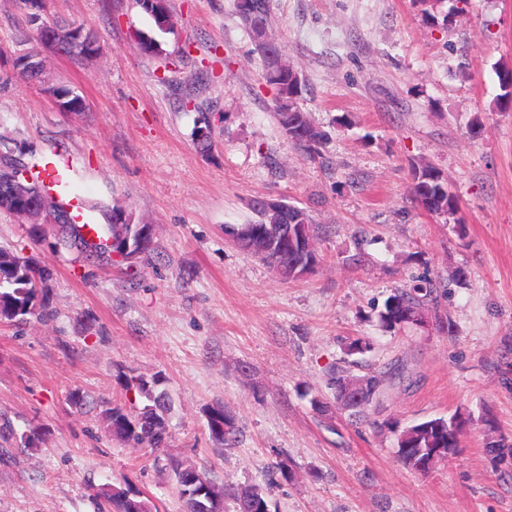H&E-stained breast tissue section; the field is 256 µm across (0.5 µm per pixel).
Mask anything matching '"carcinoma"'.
Returning a JSON list of instances; mask_svg holds the SVG:
<instances>
[{
  "label": "carcinoma",
  "mask_w": 512,
  "mask_h": 512,
  "mask_svg": "<svg viewBox=\"0 0 512 512\" xmlns=\"http://www.w3.org/2000/svg\"><path fill=\"white\" fill-rule=\"evenodd\" d=\"M28 14V21L41 37L36 17L41 15L43 3L39 0H22ZM239 17L249 32H255L267 25V0H252L249 5L238 4ZM265 61L264 78L276 91L274 114L283 135L289 143L302 149L311 158L320 156V150L328 139L326 132L316 126L309 112L298 105L303 85L288 83V69L279 60V53L263 45H258ZM0 192L4 184L13 179L17 168L29 171L30 162L25 154H8L0 159ZM411 194L413 200L430 213L453 216L458 212L456 197L448 191L446 180L438 169L429 164L412 167ZM33 185L43 193L46 201V215L50 223L59 225L62 240L73 246L81 245V253L87 257H109L112 253L127 260V246L138 238L135 224H114L112 215L102 212L105 222L96 226L94 239L86 238L75 220L59 219V212L65 206L57 197L49 193V187L37 180ZM284 212L269 213L256 205H251L255 218L247 224H238L241 248L256 253L264 247L262 226L279 222L293 221L300 225L302 240L286 253L269 252L262 257L282 278L289 280L307 274L317 263V251L308 248V241L315 239L317 226L308 211L287 200H282ZM20 256L0 248V321L24 322L37 310V316L48 319L53 315L49 300V273L32 262H19ZM442 288L441 280L423 278L419 284H404L393 289L384 303L378 317L387 330H394L411 323V317L423 311L425 306L437 301ZM164 378L158 374L149 379L127 378L123 387L136 391L147 403L142 407L126 411L114 406L105 410L104 416L112 434L135 445H143L153 451L167 447L168 433L165 429V415L171 409V400L159 387ZM413 385L411 375L405 366L392 363L361 376L347 369H336L330 374L333 402L312 399V406L320 413L340 410L360 418L369 417V411L382 407L388 388L395 385ZM207 427L212 440L229 446L236 441L239 432L236 418L223 406L206 409ZM395 437V455L407 467L425 472L448 459V449L458 448L465 431V421L453 416L437 417L412 423L404 427L393 422H384ZM486 454L490 461H497L504 467H512V442L503 438L486 442ZM169 467L175 477L183 503V512H253V505H259L258 512H270L269 502L257 486H246L227 490L205 476L195 465L169 459ZM140 491L126 483L118 486V492L103 497L108 512H129L127 498Z\"/></svg>",
  "instance_id": "cac0c4a2"
}]
</instances>
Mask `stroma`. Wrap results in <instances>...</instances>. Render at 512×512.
I'll return each instance as SVG.
<instances>
[{"label":"stroma","mask_w":512,"mask_h":512,"mask_svg":"<svg viewBox=\"0 0 512 512\" xmlns=\"http://www.w3.org/2000/svg\"><path fill=\"white\" fill-rule=\"evenodd\" d=\"M268 33L305 84L299 100L329 135L313 160L283 136L265 62L237 0H168L157 34L138 0H48L46 20L83 25L98 50L68 58L35 38L20 0H0V151L72 160L88 203L153 227L131 267L85 261L54 224L0 211V247L47 266L52 319L0 322V423L40 429L34 448L0 456V512H99L92 488L129 482L158 512H182L167 457L232 489L255 485L271 512H512V479L484 444L512 440V110L498 71L512 68V0H269ZM157 36L140 50L133 31ZM31 52L42 80L21 78ZM212 80L186 86L201 69ZM84 97L63 112L44 82ZM210 122L203 151L197 130ZM437 168L455 218L411 196V169ZM307 208L320 262L283 280L224 235L258 197ZM450 286L438 329L384 330L393 288L416 277ZM364 368L402 361L375 421L323 415L347 346ZM162 374L172 399L166 456L112 435L105 408L141 406L122 386ZM87 404H71L72 392ZM233 412L239 441L215 444L206 408ZM466 421L457 454L420 472L394 453L384 420Z\"/></svg>","instance_id":"obj_1"}]
</instances>
